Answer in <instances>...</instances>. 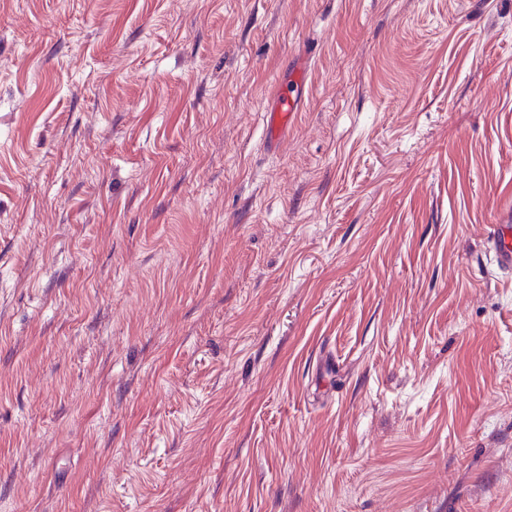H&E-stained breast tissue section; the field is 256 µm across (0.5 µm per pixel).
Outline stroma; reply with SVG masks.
I'll return each mask as SVG.
<instances>
[{
  "label": "stroma",
  "mask_w": 512,
  "mask_h": 512,
  "mask_svg": "<svg viewBox=\"0 0 512 512\" xmlns=\"http://www.w3.org/2000/svg\"><path fill=\"white\" fill-rule=\"evenodd\" d=\"M508 208L512 0H0V512H512ZM305 85V66H297L287 84H280L267 113L268 143L274 145L298 111L300 92ZM510 211L499 218L495 224L489 239L490 252L493 254V261L501 272L512 273V225L509 224Z\"/></svg>",
  "instance_id": "1"
}]
</instances>
